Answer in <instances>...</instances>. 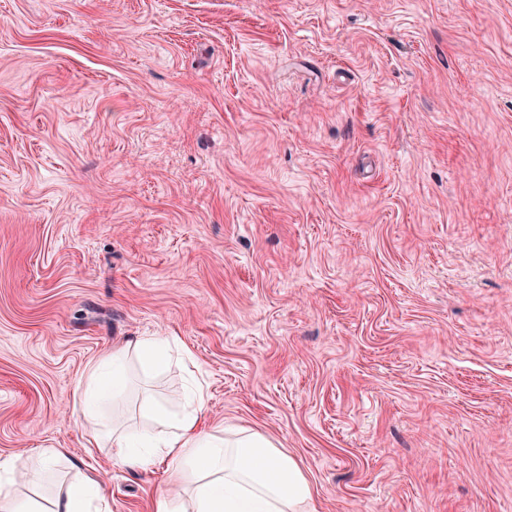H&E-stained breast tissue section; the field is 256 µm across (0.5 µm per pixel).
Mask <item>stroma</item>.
Here are the masks:
<instances>
[{
	"instance_id": "35a3bbf8",
	"label": "stroma",
	"mask_w": 512,
	"mask_h": 512,
	"mask_svg": "<svg viewBox=\"0 0 512 512\" xmlns=\"http://www.w3.org/2000/svg\"><path fill=\"white\" fill-rule=\"evenodd\" d=\"M137 336L319 512H512V0H0V492L152 512L81 402Z\"/></svg>"
}]
</instances>
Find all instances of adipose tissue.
<instances>
[{
  "label": "adipose tissue",
  "instance_id": "ef3b65f1",
  "mask_svg": "<svg viewBox=\"0 0 512 512\" xmlns=\"http://www.w3.org/2000/svg\"><path fill=\"white\" fill-rule=\"evenodd\" d=\"M169 336H141L112 350L110 362L90 373L82 398L86 410L106 418L126 388L124 371L137 360L144 373L171 363ZM146 425H114L110 439L123 464L140 468L169 461L167 486L154 512H317L316 491L293 455L271 436L248 429H218L206 420L201 387L184 390L179 409L149 401ZM99 483L71 485L39 512H101Z\"/></svg>",
  "mask_w": 512,
  "mask_h": 512
}]
</instances>
